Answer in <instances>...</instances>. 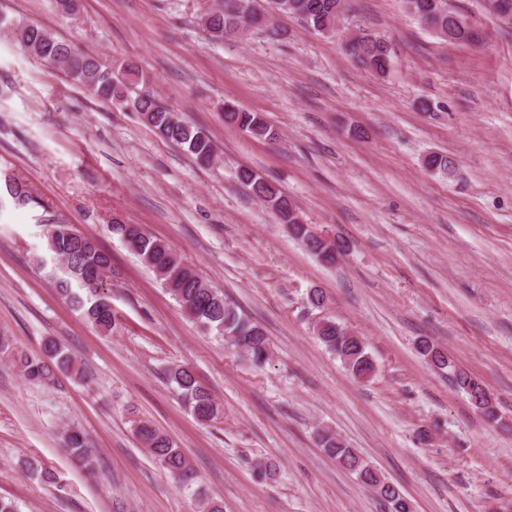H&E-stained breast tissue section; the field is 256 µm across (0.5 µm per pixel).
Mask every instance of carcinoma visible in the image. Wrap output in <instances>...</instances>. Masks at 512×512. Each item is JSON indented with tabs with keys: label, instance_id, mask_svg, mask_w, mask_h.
I'll return each mask as SVG.
<instances>
[{
	"label": "carcinoma",
	"instance_id": "cac0c4a2",
	"mask_svg": "<svg viewBox=\"0 0 512 512\" xmlns=\"http://www.w3.org/2000/svg\"><path fill=\"white\" fill-rule=\"evenodd\" d=\"M285 2L290 7H283ZM285 2L270 0L272 10L289 14L318 33L336 25L347 4V0ZM410 2L414 3L411 14L442 39L462 44L478 41V34L456 12L448 9L446 0H439V5L433 8L418 5V0ZM245 23L269 35L276 34L270 27L268 16L255 8L254 0H217L214 7L199 17V25L214 40L234 35ZM13 31L25 51L60 67L69 79L96 97L140 113L161 139L178 145L199 162L207 163L213 159L215 149L209 132L184 121L155 95L138 89L143 76L137 66L126 63L114 68L98 56L56 39L37 25L24 24L14 27ZM346 49L365 69L378 76L388 74L390 48L384 41L366 33L354 34L346 42ZM224 123L257 138H276V132L262 114L242 109L231 101L224 102ZM237 180L250 196L263 200L274 211L295 239L309 252H314L317 244L312 242L311 226L302 221L294 204L276 183L252 168L238 171ZM7 201L21 207L40 205L26 183L10 176L0 183V207ZM108 231L151 270L185 313L204 330L224 338L256 368L269 360L270 342L264 329L186 265L167 242L140 225L125 224L117 219L108 225ZM46 236L48 249L58 259L61 269V273L53 274L58 292L93 329L102 335L112 334L118 328V318L112 311L110 297L101 291L103 279L113 274L111 255L94 238L55 218L48 220ZM313 331L326 351L339 359L355 379L366 382L374 377L376 366L361 337L351 334L344 325L330 318L317 320ZM0 352L11 356V361L26 380L35 385L54 384L57 371L72 372L80 381L86 378L76 366L71 352L53 339L44 343L42 355L33 356L16 350L11 337L1 335ZM418 352L434 367L448 370L455 386L487 420L496 419L497 412L481 380L456 370L445 350L430 340L419 341ZM165 380L199 422L208 424L223 418V406L190 368L173 364L166 369ZM134 433L148 453L178 483L194 479L193 466L167 434L143 420L136 422ZM318 444L340 466L355 474L384 504L386 512H407L399 490L342 439L323 431L318 433ZM64 447L82 468L95 469V455L87 437L78 428L66 429Z\"/></svg>",
	"mask_w": 512,
	"mask_h": 512
}]
</instances>
